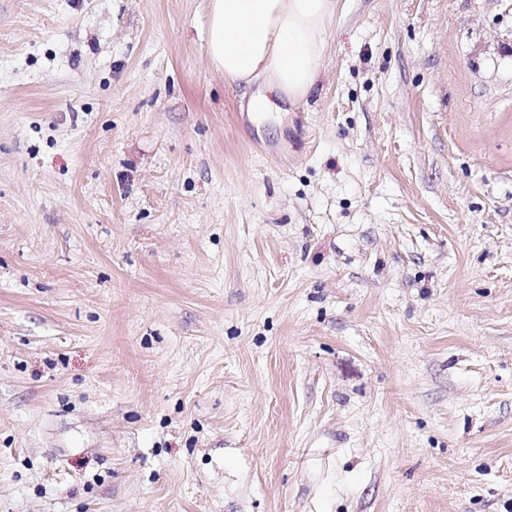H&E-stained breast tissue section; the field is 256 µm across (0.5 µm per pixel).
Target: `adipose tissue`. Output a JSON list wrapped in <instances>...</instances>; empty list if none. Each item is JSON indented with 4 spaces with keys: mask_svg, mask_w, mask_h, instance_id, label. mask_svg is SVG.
I'll use <instances>...</instances> for the list:
<instances>
[{
    "mask_svg": "<svg viewBox=\"0 0 512 512\" xmlns=\"http://www.w3.org/2000/svg\"><path fill=\"white\" fill-rule=\"evenodd\" d=\"M335 0H211L207 51L233 82L265 79L291 101L315 86Z\"/></svg>",
    "mask_w": 512,
    "mask_h": 512,
    "instance_id": "obj_1",
    "label": "adipose tissue"
}]
</instances>
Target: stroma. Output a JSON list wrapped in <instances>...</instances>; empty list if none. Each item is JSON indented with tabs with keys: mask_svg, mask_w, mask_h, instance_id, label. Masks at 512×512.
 Wrapping results in <instances>:
<instances>
[{
	"mask_svg": "<svg viewBox=\"0 0 512 512\" xmlns=\"http://www.w3.org/2000/svg\"><path fill=\"white\" fill-rule=\"evenodd\" d=\"M209 4L0 0V512H512V11ZM335 0H211L207 51L232 82L262 77L288 101L315 86Z\"/></svg>",
	"mask_w": 512,
	"mask_h": 512,
	"instance_id": "35a3bbf8",
	"label": "stroma"
}]
</instances>
